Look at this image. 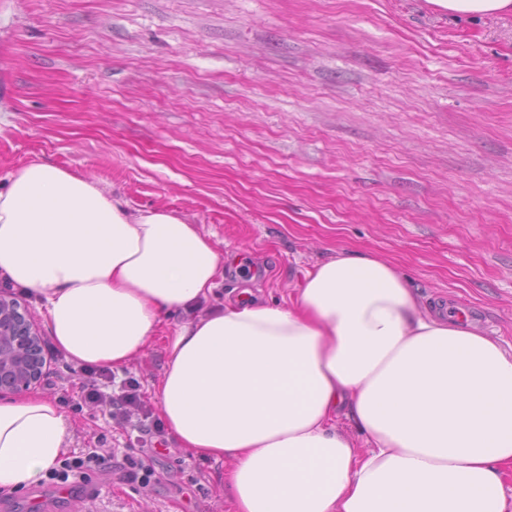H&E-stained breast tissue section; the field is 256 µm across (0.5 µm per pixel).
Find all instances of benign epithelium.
<instances>
[{"label":"benign epithelium","instance_id":"benign-epithelium-1","mask_svg":"<svg viewBox=\"0 0 512 512\" xmlns=\"http://www.w3.org/2000/svg\"><path fill=\"white\" fill-rule=\"evenodd\" d=\"M40 343L26 307L0 294V394H23L38 384L45 366Z\"/></svg>","mask_w":512,"mask_h":512}]
</instances>
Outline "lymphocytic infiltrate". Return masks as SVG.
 <instances>
[{
	"mask_svg": "<svg viewBox=\"0 0 512 512\" xmlns=\"http://www.w3.org/2000/svg\"><path fill=\"white\" fill-rule=\"evenodd\" d=\"M111 377V372L106 370L85 369L79 384L81 400L87 405L108 408L114 425L129 435L125 447L98 448L66 457L48 473L53 484L85 485L93 476L109 471L119 483L143 490L153 488L156 482L154 460L144 449L153 438L163 435L164 427L160 420L154 419L137 379L125 377L113 382L111 391H103L102 381L111 380Z\"/></svg>",
	"mask_w": 512,
	"mask_h": 512,
	"instance_id": "1",
	"label": "lymphocytic infiltrate"
}]
</instances>
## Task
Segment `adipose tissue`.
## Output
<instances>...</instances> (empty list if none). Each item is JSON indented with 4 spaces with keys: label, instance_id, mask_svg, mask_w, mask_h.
<instances>
[{
    "label": "adipose tissue",
    "instance_id": "1",
    "mask_svg": "<svg viewBox=\"0 0 512 512\" xmlns=\"http://www.w3.org/2000/svg\"><path fill=\"white\" fill-rule=\"evenodd\" d=\"M223 275L200 225L92 177L31 162L0 188V276L76 365L119 370L163 340L161 418L227 462L232 512H512V348L369 252L316 263L283 303H213ZM67 430L50 397L1 401L0 488L46 479Z\"/></svg>",
    "mask_w": 512,
    "mask_h": 512
}]
</instances>
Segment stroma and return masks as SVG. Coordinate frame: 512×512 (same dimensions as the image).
<instances>
[{
    "instance_id": "obj_1",
    "label": "stroma",
    "mask_w": 512,
    "mask_h": 512,
    "mask_svg": "<svg viewBox=\"0 0 512 512\" xmlns=\"http://www.w3.org/2000/svg\"><path fill=\"white\" fill-rule=\"evenodd\" d=\"M45 162L189 217L227 255L218 299H287L341 249L422 302L466 300L512 345V13L429 0H0V178ZM67 446H124L68 401ZM150 491L95 478L94 512H228L223 463L168 441ZM436 9L452 16H494L512 11L511 0H429Z\"/></svg>"
}]
</instances>
